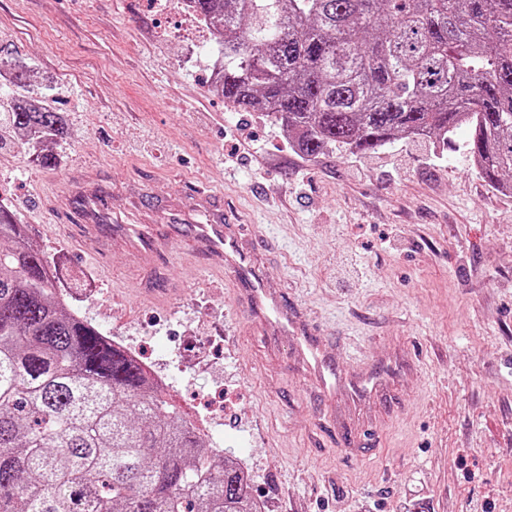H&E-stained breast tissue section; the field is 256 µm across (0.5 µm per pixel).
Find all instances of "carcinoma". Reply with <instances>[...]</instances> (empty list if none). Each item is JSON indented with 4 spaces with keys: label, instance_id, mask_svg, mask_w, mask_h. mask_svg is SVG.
I'll use <instances>...</instances> for the list:
<instances>
[{
    "label": "carcinoma",
    "instance_id": "1",
    "mask_svg": "<svg viewBox=\"0 0 512 512\" xmlns=\"http://www.w3.org/2000/svg\"><path fill=\"white\" fill-rule=\"evenodd\" d=\"M218 35L212 90L296 134L308 156L374 152L462 127L480 176L512 185V0H183ZM9 85L30 71L0 49ZM12 136L43 165L68 129L12 99ZM0 512H258L140 364L68 312L57 269L0 206Z\"/></svg>",
    "mask_w": 512,
    "mask_h": 512
}]
</instances>
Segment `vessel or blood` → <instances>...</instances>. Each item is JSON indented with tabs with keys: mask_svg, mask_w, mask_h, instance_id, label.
Returning a JSON list of instances; mask_svg holds the SVG:
<instances>
[{
	"mask_svg": "<svg viewBox=\"0 0 512 512\" xmlns=\"http://www.w3.org/2000/svg\"><path fill=\"white\" fill-rule=\"evenodd\" d=\"M65 200L79 219L72 238L77 254L122 248L144 261L154 259L156 233L122 221L118 206L112 203L110 185L81 175L72 179ZM170 215L176 220L173 233L188 243L191 252L211 259L216 271L232 270L234 291L247 300L254 320L271 334L292 340L294 353L306 363L324 396L343 391L361 401L380 397L388 388L393 375L390 361L372 365L359 361L345 371L327 355L322 338L316 336L306 314L289 306L279 289L262 277L256 256L257 236L242 234L235 219L225 212L219 194L201 191L199 196L171 208Z\"/></svg>",
	"mask_w": 512,
	"mask_h": 512,
	"instance_id": "1",
	"label": "vessel or blood"
}]
</instances>
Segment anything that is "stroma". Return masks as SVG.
<instances>
[{
	"mask_svg": "<svg viewBox=\"0 0 512 512\" xmlns=\"http://www.w3.org/2000/svg\"><path fill=\"white\" fill-rule=\"evenodd\" d=\"M0 45L70 127L49 167L0 150V203L58 264L74 313L160 366L182 411L219 414L221 449L265 512H512V195L476 172L468 128L445 146L306 156L210 92L216 38L182 0H0ZM84 167L154 201L220 191L337 364L394 353L386 399L321 397L290 343L252 323L232 273L187 263L175 237L150 265L72 258L49 227L74 223L60 200ZM139 288L169 296L143 304ZM367 434L371 459L344 453Z\"/></svg>",
	"mask_w": 512,
	"mask_h": 512,
	"instance_id": "35a3bbf8",
	"label": "stroma"
}]
</instances>
